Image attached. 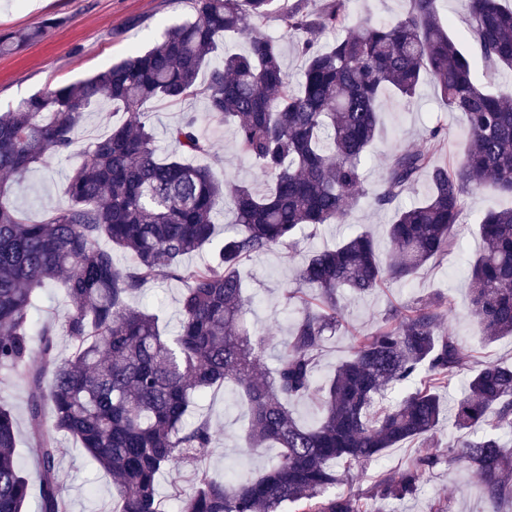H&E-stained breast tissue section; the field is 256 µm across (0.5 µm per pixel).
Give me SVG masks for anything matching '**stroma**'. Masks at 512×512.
I'll return each mask as SVG.
<instances>
[{
	"label": "stroma",
	"instance_id": "1",
	"mask_svg": "<svg viewBox=\"0 0 512 512\" xmlns=\"http://www.w3.org/2000/svg\"><path fill=\"white\" fill-rule=\"evenodd\" d=\"M190 14L187 0H0V32L33 28L48 19L57 22L44 40L17 54L0 57V113L10 111L33 94L87 79L133 51L148 49ZM379 111L384 134L373 144L363 166L369 195L379 188L391 150L398 145L421 147L428 127L439 124L447 132L438 162L451 164L462 154L464 117L448 110L432 80H424L409 102L384 95ZM187 112L199 115L200 129L211 142L209 163L217 178L245 183L260 193L268 189L269 178L257 164L237 154L228 129L204 116L201 103L157 102L150 106L149 123L163 153L174 150L165 137L166 128ZM112 121L108 106L85 113L75 134L78 153L106 135ZM78 153L49 159L35 165L24 178L11 179L10 205L32 223L41 221L46 211L66 208L67 178L80 162ZM510 207L511 195L477 192L468 196V222L447 254L430 260L409 281L390 283L363 296H345V328L326 341L316 369L317 382H325L334 374L337 365L349 357L354 336L374 330L390 307L440 290L453 303V314L444 331L469 354L450 382V394L460 395L464 381L483 364L511 363L512 337L485 340L466 314L465 288L466 262L479 245L475 230L479 215ZM390 217V211L376 207L368 196L350 210L345 222L320 227L314 236L301 240L296 249L244 260L239 275L244 295L251 303L250 329L273 343L287 336L293 312L285 308L282 294L284 289L296 287V272L311 249L335 247L358 227L372 230L378 244H385ZM182 289V282L169 280L148 288L135 302L159 311L164 326L171 329L177 321ZM0 394L8 398L13 410L18 432L17 464L28 477H35V458L27 434L28 389L0 371ZM193 413L208 417L215 431L213 446L201 456L202 465L211 473L221 476L231 469L236 476L252 477L260 474L274 456L271 448H248L244 435L247 407L235 387L207 393L197 400ZM63 444L65 451L56 460V474L71 512H112L118 496L111 474L100 468L76 440L67 437ZM436 500L449 504L451 512H487L489 508L476 473L464 466L445 464L423 475L416 495L401 501L377 499L373 508L375 512H427L429 504Z\"/></svg>",
	"mask_w": 512,
	"mask_h": 512
}]
</instances>
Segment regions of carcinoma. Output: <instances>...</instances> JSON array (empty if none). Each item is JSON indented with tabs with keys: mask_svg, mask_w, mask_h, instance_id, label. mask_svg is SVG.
Wrapping results in <instances>:
<instances>
[{
	"mask_svg": "<svg viewBox=\"0 0 512 512\" xmlns=\"http://www.w3.org/2000/svg\"><path fill=\"white\" fill-rule=\"evenodd\" d=\"M274 2L190 0L191 16L149 49L0 114V172L14 175L70 155L81 118L101 103L125 115L84 151L67 185L69 206L42 222L11 208L0 185V370L29 388L37 512H70L55 474L61 434L77 439L115 478L117 512H164L157 477L183 466L192 470L179 512H284L289 505L295 512H372L368 499L411 496L425 473L447 462L476 471L490 502L512 498V453L496 434L512 429V365L488 363L471 376L453 407L464 436L452 451L441 455L428 445L443 412L440 394L466 359L441 333L453 310L446 297L391 307L315 388L324 344L343 327L344 294L412 279L453 245L470 194H512V99L477 83L464 39L443 23L436 0H408L394 22L355 25L351 0H283L280 20L305 59L294 84L282 40L261 30ZM464 5L468 38L483 59L512 70V7L502 0ZM53 25L0 35V55L43 39ZM336 31L343 36L321 43ZM227 37L245 49L217 60ZM426 76L448 110L464 115L465 153L449 166L434 163L446 139L438 124L424 147L392 150L374 204L392 206L423 176L426 195L395 210L389 256L361 232L307 258L296 280L308 293L284 290L285 304L297 299L299 307L275 368L267 369V344L247 324L240 263L294 249L320 225L345 219L367 195L361 165L379 137L380 96L390 91L408 101ZM194 98L210 119L231 128L237 154L272 179L267 194L214 177L203 163L210 143L193 112L167 129L176 151L160 156L147 104ZM226 204L234 220L216 245V217ZM478 231L480 249L468 260L467 316L493 341L512 334V208L484 213ZM209 246L215 259L184 264ZM114 249L129 253L132 264L116 266ZM160 279L185 283L174 336L165 335L157 315L130 303ZM57 284L70 302L62 320L74 342L67 359L57 354L53 325L33 332L35 303ZM223 384L235 385L247 405L249 446L278 449L256 477H218L198 465L214 430L208 418L190 421L188 414L198 397ZM396 386L399 397L383 402ZM305 397L316 400L312 427L288 408ZM412 441L422 445L407 466L378 472L369 492H330L337 469L370 465ZM16 448L15 419L1 396L0 512H23L30 496Z\"/></svg>",
	"mask_w": 512,
	"mask_h": 512,
	"instance_id": "obj_1",
	"label": "carcinoma"
}]
</instances>
